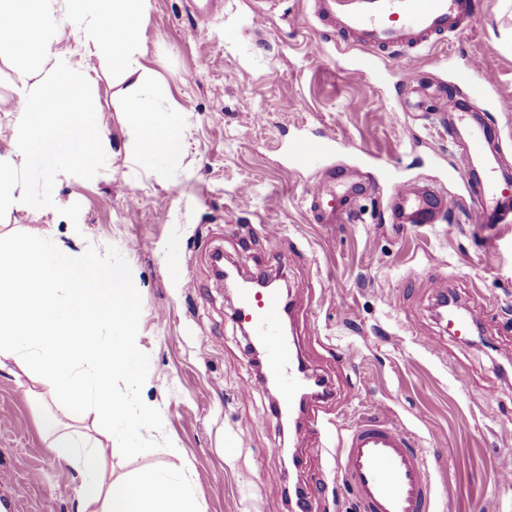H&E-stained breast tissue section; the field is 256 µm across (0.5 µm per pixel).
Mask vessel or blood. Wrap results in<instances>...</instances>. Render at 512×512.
I'll list each match as a JSON object with an SVG mask.
<instances>
[{"instance_id":"vessel-or-blood-1","label":"vessel or blood","mask_w":512,"mask_h":512,"mask_svg":"<svg viewBox=\"0 0 512 512\" xmlns=\"http://www.w3.org/2000/svg\"><path fill=\"white\" fill-rule=\"evenodd\" d=\"M314 18L337 44L360 48L352 71H372L380 56L415 61L418 53L464 32L472 0H309ZM438 111L448 125L449 139L461 145L458 171L475 191L467 221L484 227L500 224L512 212V170L491 144L497 128L473 112L466 97L445 96ZM326 142L301 139L288 147L300 166L317 161ZM396 200L390 213L394 224H437L454 214L455 198L434 188L394 181ZM369 183L325 170L309 184L305 195L318 224L352 221L355 203L370 193ZM286 304L278 289L242 292L234 312L237 322L260 341L267 356L263 381L278 387L280 408L293 405L308 373L296 342L282 331ZM336 474L352 488L359 512H437V492L424 456L414 447L407 429L397 423L366 420L341 436L334 457Z\"/></svg>"}]
</instances>
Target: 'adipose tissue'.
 Segmentation results:
<instances>
[{
	"instance_id": "ef3b65f1",
	"label": "adipose tissue",
	"mask_w": 512,
	"mask_h": 512,
	"mask_svg": "<svg viewBox=\"0 0 512 512\" xmlns=\"http://www.w3.org/2000/svg\"><path fill=\"white\" fill-rule=\"evenodd\" d=\"M148 0H75L86 43L105 52L114 73L129 79L126 110L139 132V154L149 162L176 158L180 139L142 85L137 37ZM0 20L15 36L19 55L41 46L46 16L39 0H0ZM12 263L0 265V358L37 370L49 384L55 411L40 430L47 448L76 468V512H203L197 477L180 449L168 448L164 471L114 475L121 448L103 445L64 423L73 405L92 408L100 428L115 417L129 424L159 417L148 406H127L112 392V379L144 385L148 372L135 348V289L125 272L77 257L69 248L35 237L11 244Z\"/></svg>"
}]
</instances>
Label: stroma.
Wrapping results in <instances>:
<instances>
[{"mask_svg":"<svg viewBox=\"0 0 512 512\" xmlns=\"http://www.w3.org/2000/svg\"><path fill=\"white\" fill-rule=\"evenodd\" d=\"M51 50L16 53L0 34V161L15 150L18 99L57 57L88 79L106 153L90 180L59 174L54 207L17 202L0 219V258L21 236L94 253L124 269L137 288V350L150 372L139 399L160 427L112 422L126 448L115 474L158 470L175 446L198 475L205 512H291L300 484L313 512H353L331 455L344 428L376 417L404 425L425 456L441 512H512V223L486 229L465 221L474 194L455 172L447 131L424 111L408 71L465 95L470 61L494 79L472 102L496 123L512 161V4L475 0L467 30L421 53L415 64L380 60L377 74L349 72L353 51L319 33L307 0H223L210 16L190 0H149L139 60L149 94L182 143L181 155L151 166L137 156L125 110L127 80L84 44L71 0H45ZM299 137L329 140L318 163L293 166ZM391 176L356 202L359 222L315 223L303 192L321 168ZM433 184L458 199L453 222L387 223L391 178ZM80 204L78 222L60 208ZM283 232L269 237L264 227ZM243 275L270 272L288 285L298 351L331 396L317 427L292 441L285 469L274 397L258 385L247 340L233 317L237 300L216 280L214 253ZM192 288H185V281ZM453 294L477 326L469 341L449 336L435 316ZM432 338L440 355L422 351ZM494 389L491 406L483 394ZM53 398L13 362L0 363V504L6 512H75L78 472L56 459L38 429ZM444 453H436L434 441Z\"/></svg>","mask_w":512,"mask_h":512,"instance_id":"stroma-1","label":"stroma"}]
</instances>
